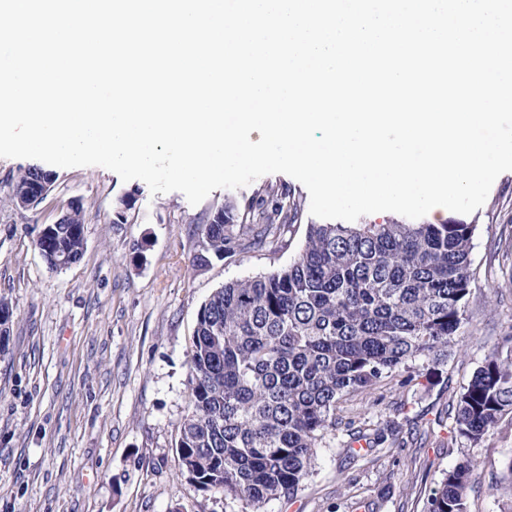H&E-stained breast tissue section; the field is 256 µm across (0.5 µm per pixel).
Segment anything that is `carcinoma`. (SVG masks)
Instances as JSON below:
<instances>
[{
	"instance_id": "cac0c4a2",
	"label": "carcinoma",
	"mask_w": 512,
	"mask_h": 512,
	"mask_svg": "<svg viewBox=\"0 0 512 512\" xmlns=\"http://www.w3.org/2000/svg\"><path fill=\"white\" fill-rule=\"evenodd\" d=\"M28 168L8 199L42 174ZM303 210L269 187L248 206L227 198L200 228L212 257L274 245ZM50 254H84V213L53 225ZM473 224H311L288 266L224 284L201 307L189 353L187 414L178 426L182 470L206 491L256 507L291 497L343 397L370 390L420 359L438 364L463 326ZM512 416V358L491 351L456 399V430L482 447ZM473 460L443 472L429 512H467Z\"/></svg>"
}]
</instances>
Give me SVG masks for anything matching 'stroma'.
<instances>
[{
  "instance_id": "obj_1",
  "label": "stroma",
  "mask_w": 512,
  "mask_h": 512,
  "mask_svg": "<svg viewBox=\"0 0 512 512\" xmlns=\"http://www.w3.org/2000/svg\"><path fill=\"white\" fill-rule=\"evenodd\" d=\"M33 159L0 158V299L12 310L0 349V512H242L183 473L177 426L187 412L189 351L201 307L225 283L288 265L315 216L303 212L275 248L193 263L199 228L225 199L247 203L267 186L309 201L297 179L273 173L189 204L152 194L100 166L55 168L52 191L8 201ZM136 199L123 223L117 201ZM85 211L84 254L53 269L36 241L73 199ZM475 225L464 328L435 365L419 360L375 389L345 396L294 497L259 512H427L443 471L465 461L453 433L456 398L493 348L512 350V171L483 206L446 211ZM386 441L353 451L357 432ZM469 512H512V422L485 442L470 479Z\"/></svg>"
}]
</instances>
